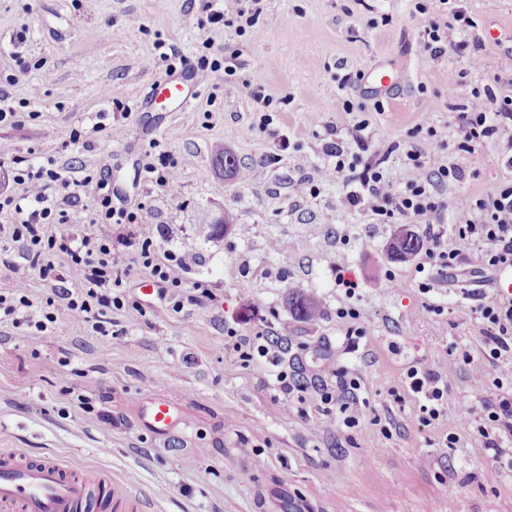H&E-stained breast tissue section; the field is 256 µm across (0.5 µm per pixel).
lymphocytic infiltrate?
<instances>
[{
	"label": "lymphocytic infiltrate",
	"mask_w": 512,
	"mask_h": 512,
	"mask_svg": "<svg viewBox=\"0 0 512 512\" xmlns=\"http://www.w3.org/2000/svg\"><path fill=\"white\" fill-rule=\"evenodd\" d=\"M450 14L429 16L422 20L421 52L437 61L447 55L461 58L460 67L448 72V94L460 96L465 78L478 62L481 42L448 37V22L456 20L461 26H471L472 20L461 0H451ZM458 148L469 156V169L456 166L428 167L425 163L432 143L422 139L411 142L406 152L410 177L404 188H394L387 181L380 162L363 163L361 154L369 146L362 137H355L354 148L329 143L326 151L329 162L319 170L326 181H339L348 188L346 204L364 207L379 223L413 220L431 224L440 219L448 204L443 197V187L448 182H460L466 176H478L483 158L477 152L479 145L488 141H507L512 146V92L501 94L495 111H487L479 90H472L466 103L455 108ZM57 183V194H48L49 183ZM106 178H67L57 170L42 166L31 168L24 181L26 199L30 208L16 204L13 196L0 195V212L14 211L16 225L10 235L0 236V252L19 248L25 251L28 262L13 268L11 287L0 290V309L11 312L16 306H29L28 281L32 273L48 277L56 265L42 249L46 227L58 220H66L65 203L78 199L81 190H88V205L95 218L89 233L66 247L68 261L81 267L83 280L78 288L66 289L62 297L74 319L99 326L108 309H122L120 293L112 289L113 276L128 273L133 262L129 253L112 244V227L116 224L134 223V212L114 208L107 191ZM467 217L456 225L457 246L445 244L441 236L430 239L424 262L431 271L445 276L455 271L461 261H468L474 273L492 272L498 266L512 263V178L499 182L488 194L465 201ZM474 243L470 256H463L460 246ZM476 312L488 348V355L497 363L493 384L498 391L494 403L486 408L487 428L481 429L485 446L491 449V463L486 469L488 480H496L503 467L512 468V459H505L500 446L501 436L512 437V300L501 298L478 305ZM410 389L423 395L421 422L430 425L444 416L448 407L449 388L442 374L436 370L409 373Z\"/></svg>",
	"instance_id": "lymphocytic-infiltrate-1"
}]
</instances>
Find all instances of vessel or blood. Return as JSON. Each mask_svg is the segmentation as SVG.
<instances>
[{"mask_svg":"<svg viewBox=\"0 0 512 512\" xmlns=\"http://www.w3.org/2000/svg\"><path fill=\"white\" fill-rule=\"evenodd\" d=\"M171 98L188 103L202 86L193 70L173 72L166 81ZM181 422L167 398H155L151 428L167 433ZM0 512H144L132 491L105 473L72 469L63 459L46 456L30 462L26 449L0 450Z\"/></svg>","mask_w":512,"mask_h":512,"instance_id":"vessel-or-blood-1","label":"vessel or blood"}]
</instances>
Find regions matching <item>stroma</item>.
<instances>
[{"instance_id": "1", "label": "stroma", "mask_w": 512, "mask_h": 512, "mask_svg": "<svg viewBox=\"0 0 512 512\" xmlns=\"http://www.w3.org/2000/svg\"><path fill=\"white\" fill-rule=\"evenodd\" d=\"M209 0H0V88L17 115L0 125V193L22 195L13 172L53 163L79 176L106 173L113 207H133L132 224L112 227V242L151 240V251L181 266L180 286L160 282L142 263L123 276L122 310L107 334L71 317L57 293L75 288L79 267L56 253L57 275L32 276L28 294L49 305L53 335L29 310L0 313V449L54 454L75 469H103L148 503L147 512H512V470L488 481L477 428L496 390L474 312L495 299L491 282L460 267L458 283L417 272L416 259L391 257L398 225L347 208V189L316 179L326 145L352 143L355 122L371 149H387L394 188L409 178L402 148L411 129L435 127L429 166L467 167L456 149L448 103V59L418 50L414 0H262L264 20L238 29L207 21ZM484 41L470 87L503 90L512 81V0H467ZM236 53L223 82L203 85L186 107L149 86L173 69H198ZM395 77L385 96L369 89L372 69ZM121 102L113 104L112 90ZM357 109L337 110L338 100ZM270 115L266 131L259 119ZM120 138H112L113 127ZM77 129L81 144H64ZM290 145L278 151L275 138ZM224 146L261 180L228 179L213 164ZM478 177L449 183L444 221L414 225L452 241L460 200L512 176V148H479ZM176 164L170 197L147 166ZM232 213L248 225L212 239L208 226ZM356 281L354 293L338 276ZM314 294L311 319L296 318L289 290ZM343 308L359 314L348 335ZM287 331L279 362L242 363L234 345ZM469 351L471 363L457 358ZM340 369L325 373L324 365ZM447 374L448 416L425 426L423 396L411 370ZM308 384L302 398L277 389L279 372ZM358 380L355 427L323 412L319 382ZM167 397L186 421L166 435L148 426L152 401Z\"/></svg>"}]
</instances>
